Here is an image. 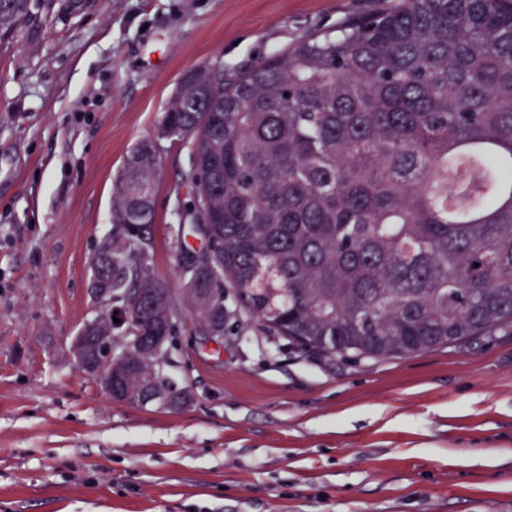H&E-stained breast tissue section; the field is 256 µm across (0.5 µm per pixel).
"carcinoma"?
<instances>
[{
	"label": "carcinoma",
	"mask_w": 512,
	"mask_h": 512,
	"mask_svg": "<svg viewBox=\"0 0 512 512\" xmlns=\"http://www.w3.org/2000/svg\"><path fill=\"white\" fill-rule=\"evenodd\" d=\"M56 2L0 0V43ZM194 75L127 155L91 263V288L139 302L126 335L161 343L172 303L149 253L161 140L189 148L198 335L245 315L306 352L385 360L512 332V0H403ZM112 372L189 397L128 351Z\"/></svg>",
	"instance_id": "cac0c4a2"
}]
</instances>
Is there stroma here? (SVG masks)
Here are the masks:
<instances>
[{"mask_svg": "<svg viewBox=\"0 0 512 512\" xmlns=\"http://www.w3.org/2000/svg\"><path fill=\"white\" fill-rule=\"evenodd\" d=\"M400 0H82L0 46V512H512V334L403 359L181 323L180 409L113 400L73 341L112 181L183 76L244 71ZM155 274L180 298L188 152L162 142Z\"/></svg>", "mask_w": 512, "mask_h": 512, "instance_id": "1", "label": "stroma"}]
</instances>
